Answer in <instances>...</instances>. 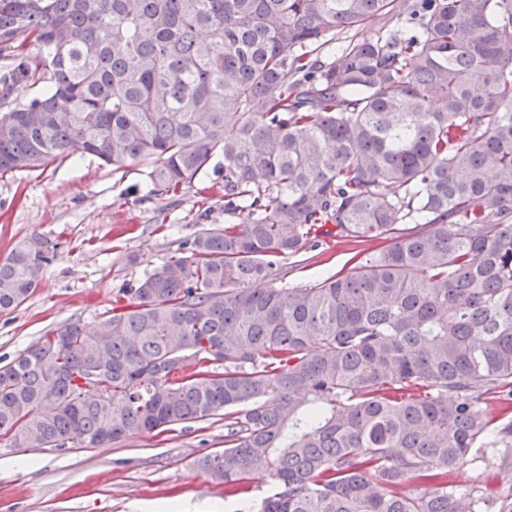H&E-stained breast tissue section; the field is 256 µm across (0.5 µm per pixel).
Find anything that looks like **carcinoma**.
Here are the masks:
<instances>
[{"instance_id": "cac0c4a2", "label": "carcinoma", "mask_w": 512, "mask_h": 512, "mask_svg": "<svg viewBox=\"0 0 512 512\" xmlns=\"http://www.w3.org/2000/svg\"><path fill=\"white\" fill-rule=\"evenodd\" d=\"M76 154L151 166L157 196L220 154L242 219L0 366V442L222 416L194 466L263 480L249 512H512L450 480L489 447L512 467L486 411H512V0H0V176ZM329 237L380 247L285 283ZM51 259L0 260L1 312Z\"/></svg>"}]
</instances>
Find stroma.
<instances>
[{"mask_svg":"<svg viewBox=\"0 0 512 512\" xmlns=\"http://www.w3.org/2000/svg\"><path fill=\"white\" fill-rule=\"evenodd\" d=\"M223 162L216 157L213 171L173 196L150 194L147 165L114 170L88 155L1 176L0 259L32 236L59 247L28 299L0 312V361L68 321L94 327L119 288L201 230L223 224ZM357 250L328 239L289 260L286 279L301 286L348 270ZM223 448L220 418L96 448L0 445V512H159L163 503L179 512H235L223 487L192 466Z\"/></svg>","mask_w":512,"mask_h":512,"instance_id":"stroma-1","label":"stroma"}]
</instances>
